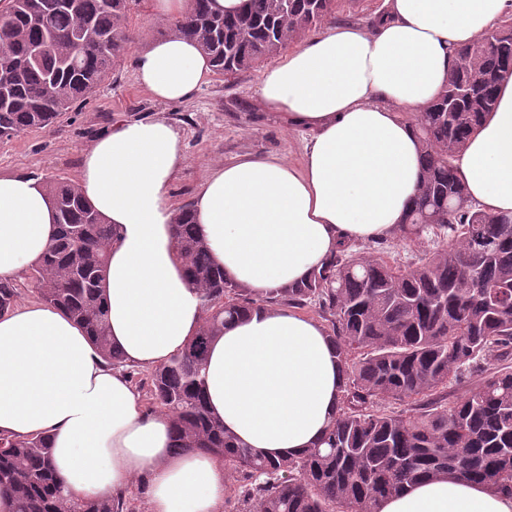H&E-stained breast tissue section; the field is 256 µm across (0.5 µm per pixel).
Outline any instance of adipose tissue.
Segmentation results:
<instances>
[{"label":"adipose tissue","instance_id":"1","mask_svg":"<svg viewBox=\"0 0 512 512\" xmlns=\"http://www.w3.org/2000/svg\"><path fill=\"white\" fill-rule=\"evenodd\" d=\"M374 33L328 26L268 69L263 109L309 130L302 166L245 157L212 170L190 213L214 262L255 306L211 344L205 398L227 434L278 459L319 444L336 418L343 375L322 322L271 309V291L306 278L343 241L397 231L421 174L422 144L400 110L420 111L446 85L459 45L512 18V0H388ZM137 80L163 101L190 99L213 75L199 45L176 34L146 42ZM185 163L164 120L119 123L85 152L76 186L114 225L101 288L112 344L151 369L197 335L199 292L176 259L179 213L169 187ZM470 200L512 211V78L456 160ZM57 231L43 179L0 174V280L46 253ZM0 432L48 436L52 463L82 496L142 482L149 512H224V462L174 453L169 415L144 407L124 371L84 329L36 302L0 315ZM381 512H512V497L453 476L390 497Z\"/></svg>","mask_w":512,"mask_h":512}]
</instances>
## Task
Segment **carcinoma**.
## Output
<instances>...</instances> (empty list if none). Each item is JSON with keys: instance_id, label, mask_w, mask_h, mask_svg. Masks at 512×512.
I'll return each mask as SVG.
<instances>
[{"instance_id": "cac0c4a2", "label": "carcinoma", "mask_w": 512, "mask_h": 512, "mask_svg": "<svg viewBox=\"0 0 512 512\" xmlns=\"http://www.w3.org/2000/svg\"><path fill=\"white\" fill-rule=\"evenodd\" d=\"M129 0H10L0 11V138L52 126L96 88L129 41ZM333 0H247L237 15H216L208 0L173 31L198 43L215 71L257 68L307 28ZM511 35L455 50L457 64L439 96L411 121L423 142L422 176L400 234L436 244L404 265L343 242L320 268L266 298L271 309L315 308L328 322L344 384L337 416L300 457L267 459L224 434L210 414L203 370L211 340L252 309L247 289L224 276L183 207L176 255L199 288L203 325L179 353L135 377L109 336L101 278L117 233L66 181L50 182L57 235L35 272V292L66 312L144 393L151 411L172 418L177 452L224 458L225 512H380L387 498L425 478L455 475L512 496V215L468 199L455 159L494 110L512 76ZM20 292L0 282V313ZM479 378L476 385L470 380ZM458 394L448 401V384ZM381 401L410 405L386 412ZM0 495L15 512H131L130 497H83L51 463L42 435L0 434Z\"/></svg>"}]
</instances>
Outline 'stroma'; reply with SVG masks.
<instances>
[{
  "mask_svg": "<svg viewBox=\"0 0 512 512\" xmlns=\"http://www.w3.org/2000/svg\"><path fill=\"white\" fill-rule=\"evenodd\" d=\"M388 12L387 0H336L325 25L353 24L373 31ZM131 40L125 55L101 84L81 98L49 129L29 130L0 138V173L24 172L44 181H75L83 154L115 124L133 120H166L182 140L186 162L170 186L172 200L191 205L207 172L245 156L282 157L300 163L310 131L264 111L258 103L263 69L234 76L214 74L189 100L153 98L136 80V58L146 39L169 33L167 20L157 17L154 0H130Z\"/></svg>",
  "mask_w": 512,
  "mask_h": 512,
  "instance_id": "obj_1",
  "label": "stroma"
}]
</instances>
